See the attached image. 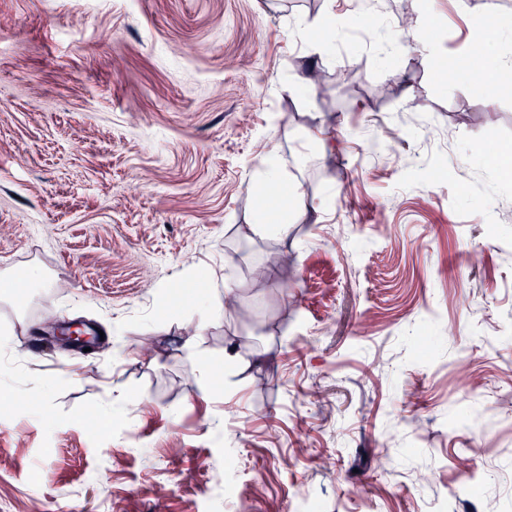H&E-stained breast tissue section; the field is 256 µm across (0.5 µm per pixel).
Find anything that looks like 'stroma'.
<instances>
[{"label": "stroma", "instance_id": "stroma-1", "mask_svg": "<svg viewBox=\"0 0 512 512\" xmlns=\"http://www.w3.org/2000/svg\"><path fill=\"white\" fill-rule=\"evenodd\" d=\"M379 2L0 0V286L41 275L0 297L11 512H512V89L431 63L486 0L402 54L417 6ZM271 148L322 206L285 238L250 229ZM83 325L81 321H73L67 324L50 326V328L53 336H59V339L67 345L75 346L91 343L90 337L83 334Z\"/></svg>", "mask_w": 512, "mask_h": 512}]
</instances>
